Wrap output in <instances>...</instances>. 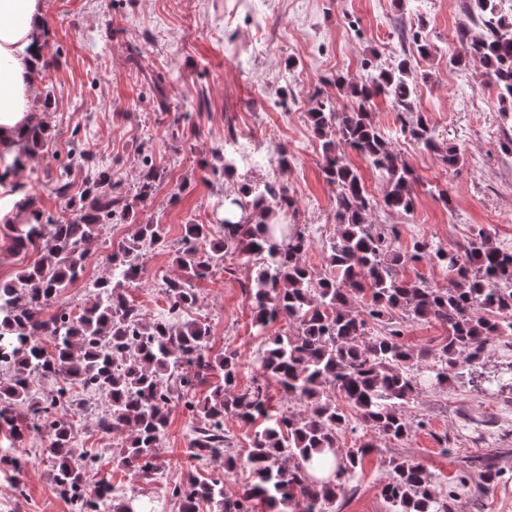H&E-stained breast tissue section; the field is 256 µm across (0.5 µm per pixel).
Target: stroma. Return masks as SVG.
I'll return each mask as SVG.
<instances>
[{
  "instance_id": "1",
  "label": "stroma",
  "mask_w": 512,
  "mask_h": 512,
  "mask_svg": "<svg viewBox=\"0 0 512 512\" xmlns=\"http://www.w3.org/2000/svg\"><path fill=\"white\" fill-rule=\"evenodd\" d=\"M43 26L49 77L38 82L37 94H52L56 105L39 118L53 139L48 150L0 183L1 211L12 214L29 203L45 214L69 212L67 199L51 194L49 186L77 142L131 197L138 192L143 156L163 168L164 181L141 204L138 218L165 224L174 243L186 224H212L222 217L224 196L236 194L242 179L260 182L276 175L293 194L296 224L312 236L306 263L325 269V249L337 236L336 187L323 171L322 143L308 117L313 94L321 92L346 110L348 101L331 77L363 81L372 66L407 56L416 83L414 111L425 113L441 139L459 146L464 158L456 168L444 169L435 154L402 133L392 101L374 98L373 123L417 182L413 211L389 210L382 179L357 152L345 150L373 199L370 221L394 226L395 245L404 250L417 240L453 247L480 226L491 229L498 247L512 241V148L507 145L512 115L503 116L497 91L485 82L478 62H449L459 34L481 32L466 0H43ZM417 27L432 46L429 56L417 55L405 40ZM156 72L171 78L172 106L166 112L159 110L148 80ZM283 90L288 93L284 108L277 104ZM231 129L256 132V150L263 155L287 147V168L276 174L267 164L243 162L232 176L213 173V151ZM441 189L447 190V200L438 198ZM109 238L105 232L89 244L86 280L68 288L59 306H84L87 283L108 276ZM227 265L196 282L199 301L192 315L210 326L211 354L238 352L236 389L242 392L264 380L255 360L262 339L241 288L255 267L232 259ZM177 273L168 252L148 251L146 270L127 286L126 295L148 318H162L164 283ZM510 364L512 335L496 336L479 360L449 372L444 390H420L406 409L417 423L412 436L376 440L352 490L341 494L330 512H388L381 486L397 458L421 464L435 494L453 496V512H512V388L484 381ZM89 403L100 412L109 407L107 399L79 388L63 401L64 409L76 412L75 450L94 460L88 487L105 478L116 491H135L142 500L165 502L166 512H178L171 490L188 472L201 479L223 477L229 495L252 481L246 467L228 474L220 460L197 465L192 421L178 403L155 452L154 476L117 466L112 453L122 437L97 431L84 411ZM46 446V438L36 434L21 445L27 461L23 471L0 463V512H72L56 490ZM485 456L496 457L500 474L479 491L478 471L470 461Z\"/></svg>"
}]
</instances>
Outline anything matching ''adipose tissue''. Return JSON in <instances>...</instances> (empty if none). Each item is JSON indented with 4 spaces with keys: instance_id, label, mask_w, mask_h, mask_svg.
Instances as JSON below:
<instances>
[{
    "instance_id": "obj_1",
    "label": "adipose tissue",
    "mask_w": 512,
    "mask_h": 512,
    "mask_svg": "<svg viewBox=\"0 0 512 512\" xmlns=\"http://www.w3.org/2000/svg\"><path fill=\"white\" fill-rule=\"evenodd\" d=\"M42 0H0V153L12 155L28 118Z\"/></svg>"
}]
</instances>
